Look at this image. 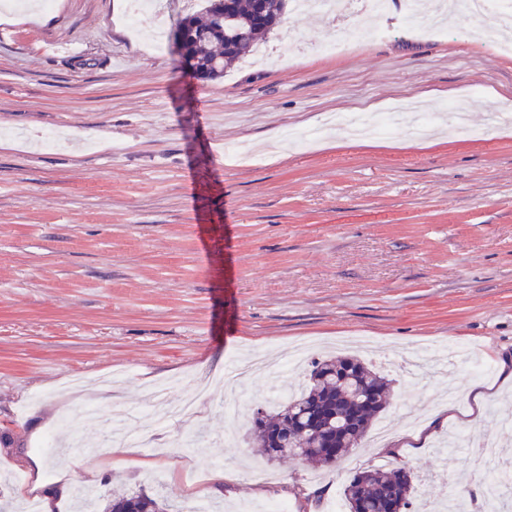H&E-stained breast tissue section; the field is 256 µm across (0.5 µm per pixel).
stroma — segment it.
Segmentation results:
<instances>
[{"instance_id": "35a3bbf8", "label": "stroma", "mask_w": 512, "mask_h": 512, "mask_svg": "<svg viewBox=\"0 0 512 512\" xmlns=\"http://www.w3.org/2000/svg\"><path fill=\"white\" fill-rule=\"evenodd\" d=\"M127 0H54L49 21L0 19V505L19 497L52 425L74 446L41 454L74 468L72 487L108 504L158 490L181 512H254L285 499L328 512L352 474L409 471L415 503L445 494L479 512L466 445L512 419V55L458 19L442 37L404 25L392 5L379 33L336 54L357 15L286 14L227 76L203 81L172 49L147 52ZM412 101L436 129L421 138L347 137L336 112L366 122ZM320 129L304 148L292 129ZM56 132L59 146L37 145ZM260 164L229 161L228 146ZM307 342L312 357L355 354L391 381L379 424L333 469L260 461L245 417L224 416L225 368ZM463 344L491 362L477 378L435 356ZM305 371L257 376L244 408L299 390ZM203 384L196 414L152 416ZM484 391L474 403V391ZM132 412L146 436L135 464L112 460L104 424ZM224 472V491L210 492Z\"/></svg>"}]
</instances>
